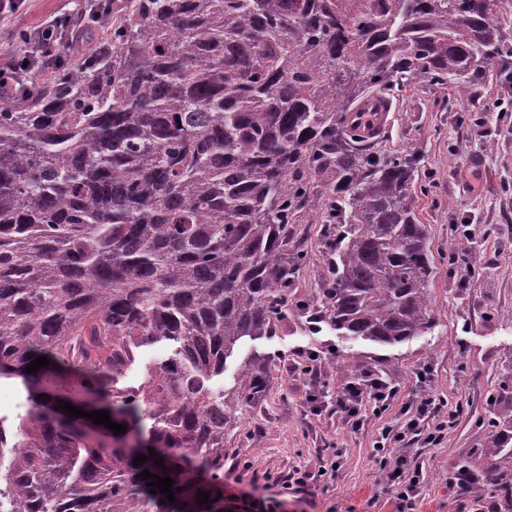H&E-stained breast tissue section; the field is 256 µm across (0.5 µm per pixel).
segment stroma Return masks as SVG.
<instances>
[{
	"label": "stroma",
	"mask_w": 512,
	"mask_h": 512,
	"mask_svg": "<svg viewBox=\"0 0 512 512\" xmlns=\"http://www.w3.org/2000/svg\"><path fill=\"white\" fill-rule=\"evenodd\" d=\"M88 0H19L23 24L35 27L74 15ZM384 149L417 152L418 180L426 192L412 206L426 224L433 266L430 293L435 326L426 335L394 346L312 329L296 316L273 335L244 340L224 368L232 388L240 363L254 355L270 360L263 400L243 407L224 434V481L265 489L314 470L335 454L332 475L311 484L308 500L290 502L288 512H393L373 446L387 424L404 422L403 406L413 394L435 398L440 415L453 424L438 446L410 442L406 456L422 470L418 512H494L492 465L478 463L475 483L447 478L456 460L472 455L485 437L492 400L512 385V80L491 77L465 94L426 84L406 87L391 100ZM457 224L470 225V249L479 276H465L448 263V241ZM294 237L307 251L293 290L312 296L327 275L318 242L320 227L297 224ZM320 354L321 378L302 371L303 355ZM373 370L392 380L399 394L382 416H367L356 433L336 411L340 370ZM318 395L320 413L307 399Z\"/></svg>",
	"instance_id": "1"
}]
</instances>
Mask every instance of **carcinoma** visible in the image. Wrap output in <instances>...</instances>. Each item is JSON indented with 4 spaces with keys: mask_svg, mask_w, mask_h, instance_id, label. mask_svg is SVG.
<instances>
[{
    "mask_svg": "<svg viewBox=\"0 0 512 512\" xmlns=\"http://www.w3.org/2000/svg\"><path fill=\"white\" fill-rule=\"evenodd\" d=\"M505 0H112L105 36L0 105V379L32 405L0 418V512H223L224 430L263 398L268 362L215 384L245 338L294 314L393 346L435 325L420 157L353 123L413 82L460 91L512 71ZM318 213L329 279L294 300ZM172 354L118 387L137 349ZM44 355L50 366L35 373ZM70 381L126 425L99 439L34 389ZM154 452L134 465L128 434ZM512 512V407L488 422ZM164 458V467L154 461Z\"/></svg>",
    "mask_w": 512,
    "mask_h": 512,
    "instance_id": "carcinoma-1",
    "label": "carcinoma"
}]
</instances>
